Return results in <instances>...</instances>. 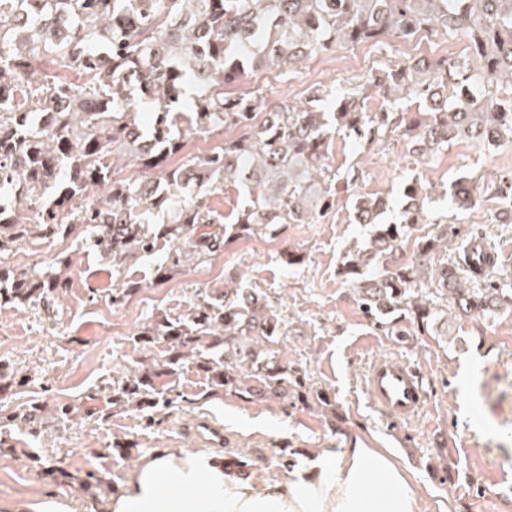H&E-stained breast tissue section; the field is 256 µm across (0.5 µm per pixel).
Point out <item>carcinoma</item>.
Wrapping results in <instances>:
<instances>
[{"mask_svg":"<svg viewBox=\"0 0 512 512\" xmlns=\"http://www.w3.org/2000/svg\"><path fill=\"white\" fill-rule=\"evenodd\" d=\"M424 36L462 40L464 52L408 61L353 93L317 88L302 108L262 112V97L228 90L334 46ZM369 90L385 101L376 112L365 109ZM330 96L331 111L316 105ZM408 99L423 108L406 131L424 154L454 138L490 153L512 147V0H0V191L15 192L0 197V253L30 238H69L119 276L167 240L174 250L159 273L201 267L244 237L274 236L331 208L325 185L334 176L322 161L332 137L342 130L381 141L401 127ZM188 136L220 141L194 155ZM174 157L181 164L172 168ZM226 184L250 196L230 222L206 204ZM422 192L405 182L388 221L385 199L355 197L367 238L345 253L337 275L361 311L380 327L405 320L446 336L450 313L512 308L511 281L469 288L477 276L466 255L434 262L448 230L419 234L431 223ZM164 211L170 221L147 222ZM409 240L414 258L402 261ZM427 273L451 309L415 295ZM67 287L59 272L0 267V302L27 308ZM137 291L120 283L112 305ZM288 332L265 295L226 272L224 287L198 292L185 318L163 314L140 327L137 342L163 339L168 357L115 382L114 402L142 411L173 403L156 381L188 361L207 379L206 398L331 405L283 361Z\"/></svg>","mask_w":512,"mask_h":512,"instance_id":"cac0c4a2","label":"carcinoma"}]
</instances>
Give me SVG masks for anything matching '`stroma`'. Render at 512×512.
Returning <instances> with one entry per match:
<instances>
[{"mask_svg":"<svg viewBox=\"0 0 512 512\" xmlns=\"http://www.w3.org/2000/svg\"><path fill=\"white\" fill-rule=\"evenodd\" d=\"M449 44L436 37L391 39L334 48L309 61L289 64L266 77L249 78L244 90L261 89L267 103L303 106L316 87L344 92L375 72L405 61L444 57ZM335 172V204L311 224H290L272 237L239 240L204 267L160 280L169 244L141 258L125 272L140 289L123 306H113L117 281L111 266L71 241L32 238L0 254V264L51 266L68 254L69 286L57 299L29 308L0 305V364L17 383L0 395V414L11 416L32 401L45 403L36 433L8 425L17 451L0 456V502L35 495L73 500L75 512H103L101 499L81 485L94 473L103 486L122 487L135 461L162 449L193 451L194 420L208 417L224 428L216 457L241 453L252 465L248 479L264 487L288 474L310 470L324 449L357 441L387 448L413 477L423 512H512V477L499 461L512 452V310L490 317L452 321L447 335L429 336L372 324L337 274L341 256L362 246L366 229L352 220V201L361 193L401 202L403 182L417 179L433 201L434 219H450L452 248L440 261L452 262L469 237L481 235L506 255L499 277L512 275V223L500 221L495 186L512 176V148L482 152L474 143L451 140L420 156L401 136L359 144L336 133L326 160ZM458 188V202L448 189ZM303 255L286 266L285 251ZM228 271L267 295L290 328L286 358L305 374L309 386L328 393L331 408L289 407L279 401L257 404L227 394L205 399L206 380L186 365L172 384L180 400L152 411L113 405L112 384L130 369L148 368L167 357V344L136 343V329L159 314L191 312L196 292L220 288ZM395 359L423 376L426 407L416 419L391 420L373 407L365 378L372 363ZM72 413L58 417V406ZM131 443L129 458H104L108 444ZM297 449L293 468L278 461L281 449ZM41 463L69 471L71 483L46 478Z\"/></svg>","mask_w":512,"mask_h":512,"instance_id":"1","label":"stroma"}]
</instances>
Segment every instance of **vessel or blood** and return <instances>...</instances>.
<instances>
[{
	"label": "vessel or blood",
	"mask_w": 512,
	"mask_h": 512,
	"mask_svg": "<svg viewBox=\"0 0 512 512\" xmlns=\"http://www.w3.org/2000/svg\"><path fill=\"white\" fill-rule=\"evenodd\" d=\"M367 392L378 410L396 420L417 416L426 403L416 371L392 359L373 364L367 377ZM191 433L202 446L219 448L224 444L223 426L209 419L199 420Z\"/></svg>",
	"instance_id": "obj_1"
}]
</instances>
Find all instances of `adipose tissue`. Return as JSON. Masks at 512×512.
I'll return each mask as SVG.
<instances>
[{
	"mask_svg": "<svg viewBox=\"0 0 512 512\" xmlns=\"http://www.w3.org/2000/svg\"><path fill=\"white\" fill-rule=\"evenodd\" d=\"M104 512H421L405 470L380 448L324 453L299 478L256 489L204 453L140 458Z\"/></svg>",
	"mask_w": 512,
	"mask_h": 512,
	"instance_id": "obj_1",
	"label": "adipose tissue"
}]
</instances>
